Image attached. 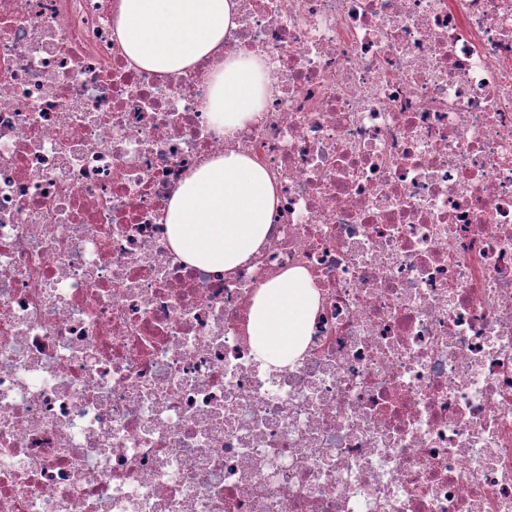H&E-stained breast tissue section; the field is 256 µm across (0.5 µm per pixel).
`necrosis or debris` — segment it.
Listing matches in <instances>:
<instances>
[{
  "label": "necrosis or debris",
  "mask_w": 512,
  "mask_h": 512,
  "mask_svg": "<svg viewBox=\"0 0 512 512\" xmlns=\"http://www.w3.org/2000/svg\"><path fill=\"white\" fill-rule=\"evenodd\" d=\"M238 3L265 93L220 131L216 59L139 68L121 0H0V512H512V0ZM231 151L279 203L216 272L165 211ZM317 292L303 268H291L264 284L250 309L248 333L256 353L286 365L305 347Z\"/></svg>",
  "instance_id": "4bbe7bcc"
}]
</instances>
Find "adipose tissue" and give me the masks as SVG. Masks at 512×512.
I'll return each instance as SVG.
<instances>
[{
	"label": "adipose tissue",
	"instance_id": "1",
	"mask_svg": "<svg viewBox=\"0 0 512 512\" xmlns=\"http://www.w3.org/2000/svg\"><path fill=\"white\" fill-rule=\"evenodd\" d=\"M236 12L237 0H122V45L135 65L175 73L221 54ZM213 78L208 104L213 122L231 130L252 121L263 93L259 62L245 56L225 59ZM277 204L267 173L243 154L229 152L184 177L168 205V241L186 263L232 270L263 243ZM316 304L305 269H288L264 284L248 321L256 353L278 366L296 358Z\"/></svg>",
	"mask_w": 512,
	"mask_h": 512
}]
</instances>
